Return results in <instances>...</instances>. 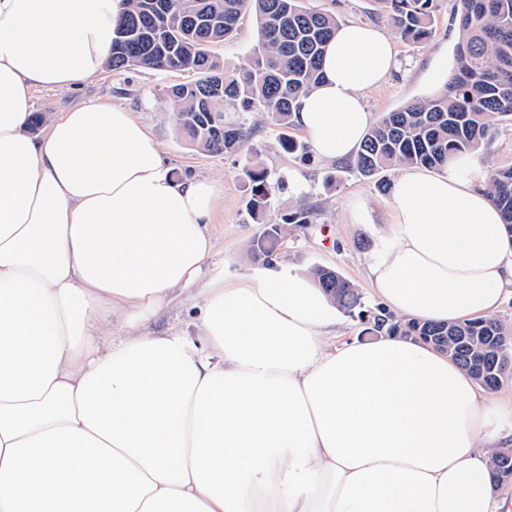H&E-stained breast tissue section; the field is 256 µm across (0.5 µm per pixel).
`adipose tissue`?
I'll return each instance as SVG.
<instances>
[{"label": "adipose tissue", "instance_id": "obj_1", "mask_svg": "<svg viewBox=\"0 0 512 512\" xmlns=\"http://www.w3.org/2000/svg\"><path fill=\"white\" fill-rule=\"evenodd\" d=\"M122 0H0V512H512L491 472L512 400L402 336L328 346L313 278L266 266L199 282L219 187L177 180L121 107L30 134L33 88L104 68ZM392 41L340 25L295 122L353 156ZM367 263L390 313L453 323L501 308L512 238L487 192L403 170ZM200 283V341L113 321Z\"/></svg>", "mask_w": 512, "mask_h": 512}]
</instances>
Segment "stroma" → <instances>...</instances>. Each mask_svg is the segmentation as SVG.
Instances as JSON below:
<instances>
[{
  "label": "stroma",
  "instance_id": "1",
  "mask_svg": "<svg viewBox=\"0 0 512 512\" xmlns=\"http://www.w3.org/2000/svg\"><path fill=\"white\" fill-rule=\"evenodd\" d=\"M309 7L328 10L340 22L388 29L383 0H308ZM456 0H434L433 33L428 41L413 44L394 39L396 65L377 88L367 92L366 102L374 118L399 109L409 101L434 92L447 79L452 65L457 31L452 18ZM259 39L253 17H245L235 35L215 53L226 67L246 64ZM188 72L157 73L141 69L114 72L108 69L77 90L36 88L32 109L54 117L56 113L88 104H115L133 112L157 140L163 160L180 181L208 180L219 186L221 194L214 205L210 227L214 256L205 276L217 274L244 276L259 266L250 251V241L263 225L281 223L283 217L302 209L308 213L304 224L289 225L278 251L280 260L307 273L320 266L335 270L356 288L365 307L378 304L366 277V264L372 250L388 235L391 221L389 194L382 183L392 182L398 169L363 176L349 160L326 161L315 153L285 151L280 143V127L268 113L228 112L225 122L244 131L241 147L233 154H215L193 147L178 132L166 103L168 86L191 81ZM259 162L273 186L270 202L259 219L247 211L250 194L243 168ZM512 167V120L499 123L491 138L470 153L455 168L461 178L486 187L494 169ZM361 210V223H353L351 213ZM199 300L196 288L178 293L157 314L138 320L139 331L161 335L172 330L198 339Z\"/></svg>",
  "mask_w": 512,
  "mask_h": 512
}]
</instances>
